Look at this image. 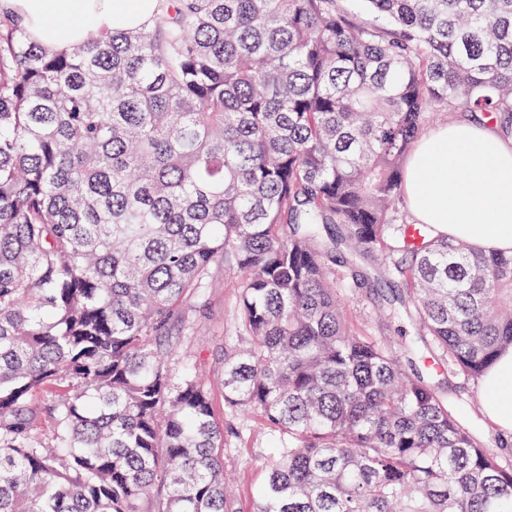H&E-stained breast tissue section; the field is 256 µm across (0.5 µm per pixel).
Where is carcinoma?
<instances>
[{
	"label": "carcinoma",
	"mask_w": 512,
	"mask_h": 512,
	"mask_svg": "<svg viewBox=\"0 0 512 512\" xmlns=\"http://www.w3.org/2000/svg\"><path fill=\"white\" fill-rule=\"evenodd\" d=\"M159 2L62 51L0 8V512H241L175 333L219 262L229 430L269 435L249 512H512L485 402L422 366L478 380L512 347V255L402 211L430 121L512 138V0H363L386 27L339 0ZM380 291H372L369 288H363L354 294L351 308V319L354 331L364 329V324L369 321V316L377 306Z\"/></svg>",
	"instance_id": "carcinoma-1"
}]
</instances>
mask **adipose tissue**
<instances>
[{
	"label": "adipose tissue",
	"instance_id": "1",
	"mask_svg": "<svg viewBox=\"0 0 512 512\" xmlns=\"http://www.w3.org/2000/svg\"><path fill=\"white\" fill-rule=\"evenodd\" d=\"M157 0H0L44 46L63 48L89 29L148 23ZM413 223L485 252L512 253V141L487 121L454 120L421 137L404 174ZM488 423L512 437V348L481 381Z\"/></svg>",
	"mask_w": 512,
	"mask_h": 512
}]
</instances>
